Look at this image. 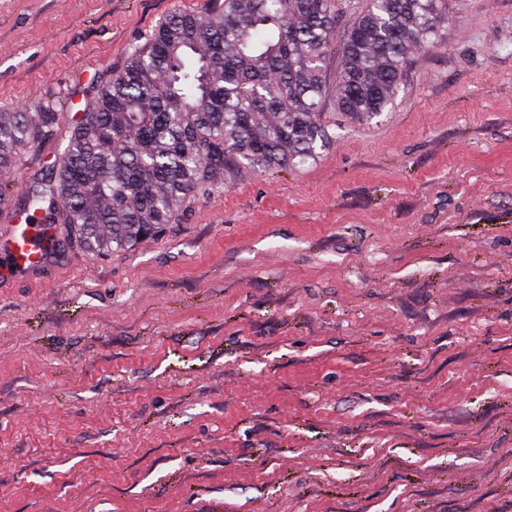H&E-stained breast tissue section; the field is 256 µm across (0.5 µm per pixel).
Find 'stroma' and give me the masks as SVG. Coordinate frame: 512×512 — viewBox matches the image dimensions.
<instances>
[{"instance_id":"35a3bbf8","label":"stroma","mask_w":512,"mask_h":512,"mask_svg":"<svg viewBox=\"0 0 512 512\" xmlns=\"http://www.w3.org/2000/svg\"><path fill=\"white\" fill-rule=\"evenodd\" d=\"M206 0H0V111L46 176ZM228 165L153 235L0 282V512H512V0H448L385 112ZM59 112L47 108L30 115L0 112V170L15 166L18 151L36 140L52 134Z\"/></svg>"}]
</instances>
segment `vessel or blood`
<instances>
[{"instance_id": "1", "label": "vessel or blood", "mask_w": 512, "mask_h": 512, "mask_svg": "<svg viewBox=\"0 0 512 512\" xmlns=\"http://www.w3.org/2000/svg\"><path fill=\"white\" fill-rule=\"evenodd\" d=\"M53 251L43 226L15 223L0 234V277L34 274L49 265Z\"/></svg>"}]
</instances>
